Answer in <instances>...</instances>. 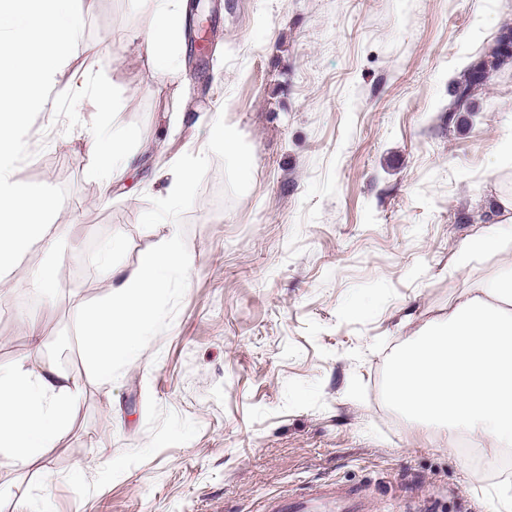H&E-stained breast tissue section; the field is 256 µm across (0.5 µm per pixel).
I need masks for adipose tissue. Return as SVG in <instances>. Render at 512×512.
Instances as JSON below:
<instances>
[{"instance_id":"1","label":"adipose tissue","mask_w":512,"mask_h":512,"mask_svg":"<svg viewBox=\"0 0 512 512\" xmlns=\"http://www.w3.org/2000/svg\"><path fill=\"white\" fill-rule=\"evenodd\" d=\"M156 24L143 47L158 70L171 72L180 42L179 0H155ZM126 131L112 138L90 135L97 164L89 172L109 202L113 181L128 166ZM124 247L115 236L102 253L107 301L80 318L90 367L111 377L112 367L135 359L142 337L154 329L155 302L173 273L187 271L176 232L127 270L113 256ZM82 385L54 364L22 363L0 368V460L23 467L41 456L69 429ZM390 400L411 420L443 424L488 448L512 445V255H503L497 274L470 289L446 318L427 323L392 360Z\"/></svg>"}]
</instances>
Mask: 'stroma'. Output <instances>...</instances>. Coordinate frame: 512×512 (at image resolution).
<instances>
[{
    "label": "stroma",
    "mask_w": 512,
    "mask_h": 512,
    "mask_svg": "<svg viewBox=\"0 0 512 512\" xmlns=\"http://www.w3.org/2000/svg\"><path fill=\"white\" fill-rule=\"evenodd\" d=\"M200 3L205 56L182 32L175 73L141 40L152 0H80L85 28L69 66L104 71L140 123L134 164L100 203L87 175L91 103L66 130L52 110L27 137L22 182L68 190L53 220L66 250L60 294L41 300L33 348L17 313L37 262L0 276V365L51 359L55 336L104 303L99 267L176 230L188 275H173L138 361L108 379L83 347L60 368L83 387L70 429L28 467L0 463V512H494L512 483H477L436 424L389 400L391 360L429 321L491 276L492 253L454 268L462 243L498 227L512 170V61L488 74L469 111L453 107L470 64L512 36V0H182ZM223 123L247 159L214 139ZM208 162L170 224L161 175Z\"/></svg>",
    "instance_id": "obj_1"
}]
</instances>
